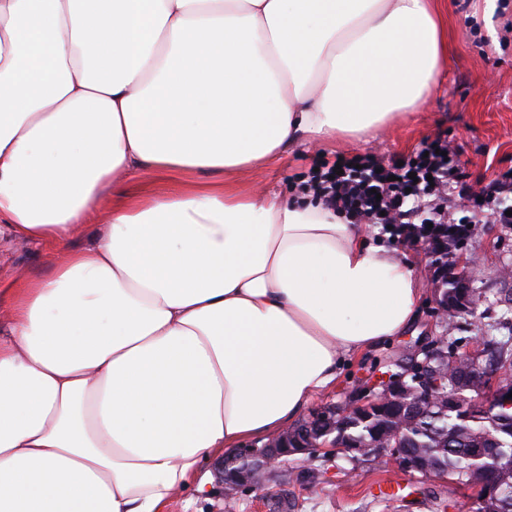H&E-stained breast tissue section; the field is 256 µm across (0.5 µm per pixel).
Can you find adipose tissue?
Returning <instances> with one entry per match:
<instances>
[{"label":"adipose tissue","instance_id":"1","mask_svg":"<svg viewBox=\"0 0 512 512\" xmlns=\"http://www.w3.org/2000/svg\"><path fill=\"white\" fill-rule=\"evenodd\" d=\"M441 0H0V224L64 247L0 290V512H168L406 331L413 264L302 192L198 184L406 117ZM142 170L179 190L124 200Z\"/></svg>","mask_w":512,"mask_h":512}]
</instances>
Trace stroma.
I'll list each match as a JSON object with an SVG mask.
<instances>
[{
  "label": "stroma",
  "instance_id": "stroma-1",
  "mask_svg": "<svg viewBox=\"0 0 512 512\" xmlns=\"http://www.w3.org/2000/svg\"><path fill=\"white\" fill-rule=\"evenodd\" d=\"M497 13L496 37H489L476 11L479 0H442L448 19V67L441 84L411 119L396 121L361 136L359 143L339 139L317 147L296 146L279 164L266 169L246 168L222 176L204 172L202 182L230 179L243 190L288 191L307 178L321 162L336 156L375 154L385 158L409 157L425 140L447 134L465 164L466 182L474 191L485 189L498 172L512 167V0ZM421 288L417 318L412 328L386 340L343 366L333 387L317 395L309 410L345 401L354 390L372 386L376 377L394 372L400 357L423 361L429 342L442 335L435 289L449 262L468 288L483 302L474 315L457 320L452 334L456 353L473 350L483 342L486 329L502 337L512 331L499 316L505 298L512 297V279L501 276L512 268V224L492 219L473 224L468 239L442 254L422 248L406 249ZM61 257L59 249L28 242L0 244V283L47 273ZM216 459L203 466L206 493L186 488L175 493L169 512H224L216 482ZM284 496L290 512H474L468 490L448 477L425 476L403 469L387 455L353 461L340 454L289 461L273 481L241 496L236 512H269L271 499Z\"/></svg>",
  "mask_w": 512,
  "mask_h": 512
}]
</instances>
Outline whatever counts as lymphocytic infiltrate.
<instances>
[{"label": "lymphocytic infiltrate", "mask_w": 512, "mask_h": 512, "mask_svg": "<svg viewBox=\"0 0 512 512\" xmlns=\"http://www.w3.org/2000/svg\"><path fill=\"white\" fill-rule=\"evenodd\" d=\"M301 188L346 223L381 225L391 241L406 247L425 242L442 251L470 234L469 217L449 208L469 198L470 189L460 153L443 134L401 164L371 154L324 163Z\"/></svg>", "instance_id": "obj_1"}]
</instances>
